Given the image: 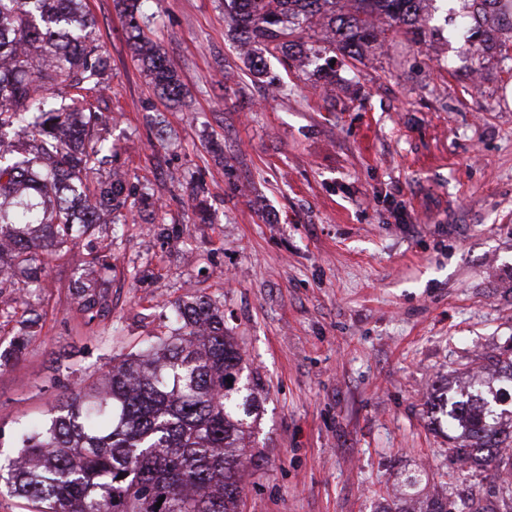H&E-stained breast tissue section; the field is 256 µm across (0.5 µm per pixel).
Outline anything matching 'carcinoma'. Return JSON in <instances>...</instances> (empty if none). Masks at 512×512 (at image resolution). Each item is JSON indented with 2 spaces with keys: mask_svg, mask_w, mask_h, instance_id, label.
Returning <instances> with one entry per match:
<instances>
[{
  "mask_svg": "<svg viewBox=\"0 0 512 512\" xmlns=\"http://www.w3.org/2000/svg\"><path fill=\"white\" fill-rule=\"evenodd\" d=\"M229 0L230 31L260 78L266 57L303 63L300 34L328 21L335 49L356 60L371 43L424 33L427 0ZM470 42L487 39L482 20L496 14L512 31V0H467ZM128 17L133 59L160 98L182 102L184 86L150 33L139 25L143 0H117ZM85 0H0V288L16 273L37 282L47 257L98 235L117 232L127 208V175L101 172L112 157L109 117L101 107L108 57L95 38ZM63 94L67 103L57 105ZM94 283H76L82 309L108 311L112 263L88 253ZM168 333L91 381L66 387L46 417L21 421L13 449L0 450V488L26 512H238L246 438L261 405L243 379V354L224 330V310L204 296L171 303ZM30 333L13 336L0 366L26 350ZM504 370L463 391L441 411L456 432L452 455L497 470L512 467V358ZM232 382H227V379ZM124 478H119V475ZM161 506H156V503Z\"/></svg>",
  "mask_w": 512,
  "mask_h": 512,
  "instance_id": "carcinoma-1",
  "label": "carcinoma"
}]
</instances>
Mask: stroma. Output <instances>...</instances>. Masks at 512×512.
Instances as JSON below:
<instances>
[{
  "label": "stroma",
  "mask_w": 512,
  "mask_h": 512,
  "mask_svg": "<svg viewBox=\"0 0 512 512\" xmlns=\"http://www.w3.org/2000/svg\"><path fill=\"white\" fill-rule=\"evenodd\" d=\"M86 5L110 57L113 164L151 204L112 240L105 315L73 296L91 275L83 242L0 292L37 320L0 366V434L46 415L67 375L164 333L170 302L204 295L263 398L240 512H421L436 498L506 512L492 471L449 457L432 407L512 347V58L475 52L454 24L462 0H437L422 38L344 64L316 26L305 45L335 79L272 58L264 83L224 0H149L186 90L172 108L133 61L116 0ZM410 474L422 482L407 497Z\"/></svg>",
  "instance_id": "stroma-1"
}]
</instances>
